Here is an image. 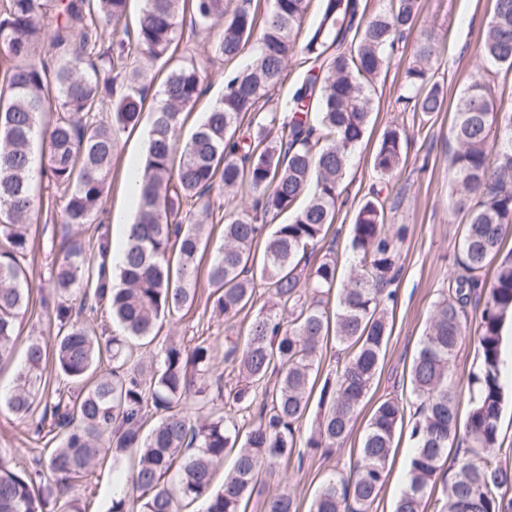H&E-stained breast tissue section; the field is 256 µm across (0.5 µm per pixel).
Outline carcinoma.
Returning a JSON list of instances; mask_svg holds the SVG:
<instances>
[{"mask_svg":"<svg viewBox=\"0 0 512 512\" xmlns=\"http://www.w3.org/2000/svg\"><path fill=\"white\" fill-rule=\"evenodd\" d=\"M143 0L132 21L129 0H0V363L13 356L17 321L33 285L24 266L29 226L38 209L35 182L63 192L61 223L95 221L109 188L118 136L135 128L155 75L142 60L167 69L150 141L138 166L139 212L124 260L114 274L108 244L91 255L78 241L59 244L50 284L59 321L54 344L28 341L24 365L6 400L28 418L44 405L35 434L55 443L46 459L17 467L0 450V512H83L68 491L107 458L131 463L130 490L109 512H247L282 461L343 447L376 380L388 330L403 233L385 227L379 196L360 202L350 225L352 263L339 266L340 231H331L351 154L373 111L372 90L399 43L419 21L421 0ZM190 30L223 26L212 46L224 61V96L191 136L181 140L183 111L201 96L206 69L174 61L171 48ZM112 28V41L101 42ZM251 61L233 63L244 53ZM436 47L425 33L401 77L399 102L424 119L445 109L433 69ZM304 71L288 99L272 91L288 59ZM478 57L484 67L455 104L451 128L453 207L467 215L452 289L436 302L409 371L416 409L405 490L393 512H512V470L495 458L503 401L501 332L512 319V252L486 284L483 270L512 229V102L495 99L487 67L512 69V0H494ZM405 132L389 126L372 158L381 178L403 163ZM39 151H34V144ZM247 192L251 205L224 215L223 241L208 270L212 311L224 319L270 295L245 334L224 337V363L243 384L214 375L211 344L167 339L152 353L157 323L193 304L196 259L204 225L213 222L215 187ZM332 239H327L328 233ZM480 308L476 363L468 375L470 410L458 432L455 362L467 326L465 307ZM109 305L118 332L97 336L85 314ZM334 336L344 358L324 378L306 436L301 426L317 381V357ZM108 363L106 372L98 366ZM71 383L49 390L48 366ZM212 405L203 419L181 409ZM236 408V414L224 411ZM405 407L377 403L349 472L322 482L308 512H375ZM234 457L215 489L216 467ZM451 477L434 496L436 476ZM261 512H298L283 491Z\"/></svg>","mask_w":512,"mask_h":512,"instance_id":"1","label":"carcinoma"}]
</instances>
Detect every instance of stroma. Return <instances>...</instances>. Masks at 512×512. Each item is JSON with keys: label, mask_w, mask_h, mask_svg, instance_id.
<instances>
[{"label": "stroma", "mask_w": 512, "mask_h": 512, "mask_svg": "<svg viewBox=\"0 0 512 512\" xmlns=\"http://www.w3.org/2000/svg\"><path fill=\"white\" fill-rule=\"evenodd\" d=\"M492 8L491 0H424L420 30L431 31L440 51L434 61L437 78L444 87L448 107L435 113L430 120H419L398 104L401 73L407 64L411 47L420 30L411 31L395 52L386 75L375 84V111L365 138L348 164L343 185L349 203L340 209L336 224L345 228L353 222L355 207L370 193H379L386 200L387 223L391 227L406 226L407 234L401 245L402 275L397 285V301L388 310L391 335L380 363L374 386L362 408L355 427L343 448L335 455L290 461L282 466L274 482L264 493L272 495L288 490L295 497L301 512L309 503L322 480L334 469L347 468L355 460L367 420L374 405L385 398H409L408 371L420 340L428 325L435 302L447 292L457 272L456 260L466 223L465 213L456 211L451 203L449 184L450 152L448 142L454 117L453 107L460 93L470 83L480 64L476 49L482 39ZM219 27L198 32L191 37V57L208 72L204 94L192 109L181 135L189 137L210 106L224 94V64L215 58L212 45ZM152 107H145L141 121L134 130L118 138L112 185L103 203L101 220L84 225L78 234L84 245H96L99 239L110 238L115 222L133 219L125 197L126 164L130 157L146 154ZM404 128L408 143L404 147L406 162L393 181L378 178L372 170L371 158L387 125ZM215 221L210 226V245L202 249L197 259V293L191 308L160 322L159 338H174L192 344L203 336L213 347V368L222 374L226 384H235L239 375L224 362L226 328L245 330L248 315H239L227 322L212 314L208 300L207 273L214 246L222 238L220 222L225 212L247 206V198L232 197L223 190H214L209 198ZM66 232L63 224L38 220L31 226L33 251L28 257L30 275L40 280L46 277L51 261ZM52 289L33 291L29 308L21 319L20 337L14 363L0 370V385L10 386L14 368L22 364L29 338L51 340L57 332L55 319L50 318L42 301L51 297ZM466 337L456 360L455 379L460 392V416H467L469 396L467 376L475 355V338L479 329V312L468 309ZM504 361V401L499 425L498 444L494 453L502 466L512 468V322H506L501 341ZM44 439L33 434L30 421L17 418L0 409V450L12 453L19 464L31 463L43 456ZM413 452L408 435H401L389 463V474L379 494L377 512H393L394 504L407 480V462ZM129 466L125 463H105L98 467L85 484L73 489L86 512H108L115 492L126 488Z\"/></svg>", "instance_id": "35a3bbf8"}]
</instances>
